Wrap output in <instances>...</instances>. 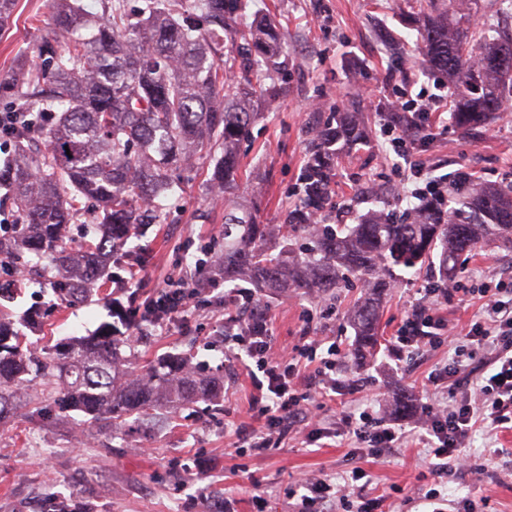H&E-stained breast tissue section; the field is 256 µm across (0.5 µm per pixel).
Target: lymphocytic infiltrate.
Here are the masks:
<instances>
[{"mask_svg":"<svg viewBox=\"0 0 512 512\" xmlns=\"http://www.w3.org/2000/svg\"><path fill=\"white\" fill-rule=\"evenodd\" d=\"M435 96L399 103L411 123L420 128L417 137L407 136L398 126L386 124L381 133L393 152L409 159L418 146L433 141L424 130L435 110ZM207 279L193 270L169 278L146 296L144 322L152 328L170 322L188 321L195 315L197 300L218 286L221 273L216 262L206 263ZM429 303L412 309L394 336L402 349L421 351L452 341L449 370L429 375L421 418L414 431L437 478L461 473L472 461L463 448L476 429L495 435L512 430V289L502 281L488 279L479 288H444L428 291ZM483 300L479 317L464 327L449 325L440 312L442 300L465 301L472 296ZM225 358L246 372L252 386L250 408L255 427L239 430L238 437L258 452L280 447L292 425H302L306 441L324 439L326 432L316 415L318 405L311 388L339 393L336 371L340 353L336 345H324L314 324H306L303 343L296 356L277 353L271 341V319L259 310L254 289L233 288L224 296ZM325 356H318V349ZM341 435L353 443L350 452L357 462L341 481L304 477L288 492L290 512H379L382 499L369 497L363 481L366 473L358 461L386 459L401 448L404 431L379 417L371 407L343 413Z\"/></svg>","mask_w":512,"mask_h":512,"instance_id":"lymphocytic-infiltrate-1","label":"lymphocytic infiltrate"}]
</instances>
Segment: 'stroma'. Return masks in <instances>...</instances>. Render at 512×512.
<instances>
[{"instance_id": "1", "label": "stroma", "mask_w": 512, "mask_h": 512, "mask_svg": "<svg viewBox=\"0 0 512 512\" xmlns=\"http://www.w3.org/2000/svg\"><path fill=\"white\" fill-rule=\"evenodd\" d=\"M257 9L259 18L287 20L288 67L270 113L251 125L240 142L243 170L235 201L252 206L259 223L270 225L271 244L285 242L278 228L305 196L302 175L314 150L312 128L318 120L354 109L365 118L366 144L340 149L321 223L357 224L381 208L400 216L416 206V198L398 196L395 186L406 178L415 188L422 182L412 178L381 137V114L391 101L447 86L448 80L423 66L405 0H257ZM48 12L49 0H16L10 24L0 29V71L34 56L48 32ZM434 131L436 141L420 153L429 177L452 184L465 176L512 188V113H497L487 127L467 135L445 111ZM209 173V167L198 165L185 170L181 191L159 202L153 224L118 252V263L146 249L154 287L179 267L194 264L200 246L223 250L224 208L213 201ZM480 273L512 276V252L480 243L462 255L453 279L474 288ZM439 274L434 262L420 265L414 275L396 268L395 287L379 310L378 345L360 354L353 351L356 331L348 317L364 296L360 282L331 290L320 303L293 288L285 294L260 288L256 296L270 312L277 349L293 352L301 343L306 314H313L319 332L341 349V380L351 384L371 378L366 393L380 414L409 430L420 418L422 383L449 363L452 352L442 346L396 355L392 340L405 316L422 303L427 283ZM16 286L8 305L13 316L35 303L44 313L42 330L29 336L34 349H42L51 337L91 334L111 319L98 301L74 306L56 300L41 278ZM232 286L248 288L252 282L242 278L220 284L190 323L177 321L161 331L146 328L128 350L142 363L180 353L201 374L224 376L225 405L199 401L114 431L77 415L52 420L27 408L9 410L0 419V512H41L51 492L73 495L84 512H221L228 500L235 512H252L250 491L256 483L265 492V512H287L288 490L299 475H344L352 462L347 445L336 438L317 448L293 436L259 455L235 454L236 429L253 420L250 383L224 361V294ZM228 405L235 409L229 416L224 413ZM491 443L502 448L501 456L486 455ZM466 452L485 470L449 478L447 512H461L465 499L473 501L477 512H512V430L493 441L476 431ZM422 457L421 449L410 446L382 464L362 459L371 477L368 493L396 500L408 496L411 512H430L423 494L434 479Z\"/></svg>"}]
</instances>
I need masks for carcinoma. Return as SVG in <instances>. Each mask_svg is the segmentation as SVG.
<instances>
[{"label": "carcinoma", "instance_id": "carcinoma-1", "mask_svg": "<svg viewBox=\"0 0 512 512\" xmlns=\"http://www.w3.org/2000/svg\"><path fill=\"white\" fill-rule=\"evenodd\" d=\"M52 36L32 59L0 72V101L32 112V122L10 134L14 149L0 159V188H7L16 223L0 237V258L27 254L45 260L43 277L54 296L69 304L92 298L112 307V294L96 285L112 280L109 260L128 239L144 233L156 200L176 193L181 170L222 147L214 172L224 190V281L244 274L265 288H297L317 295L360 277L370 293L351 318L356 342H378L381 298L393 286V268L413 269L435 257L442 273L456 269L460 254L490 239L512 251V191L456 184L461 208L431 199L398 221L381 212L362 224H309L299 209L286 217L290 235H304L299 254L288 245L267 246L268 225L228 197L241 169L239 143L258 113L256 94L274 101L280 91L285 39L271 19L244 22L247 0H140L135 13L125 0H104L101 17L80 0H50ZM457 0H442L416 17L423 64L468 91L455 106V124L469 132L501 111L502 89L512 88V36L468 34V15ZM248 33L242 55L223 51L222 33ZM270 81L256 88L253 68ZM365 138L361 115L346 112L317 130L307 163L305 206L325 203L339 141ZM92 200V223L65 236L78 207ZM138 299L116 310L117 322L91 336H68L42 352L28 348L25 330L42 325L37 307L16 323L0 307V413L24 399L36 412L52 401L57 416L80 414L115 425L131 416L151 418L166 407L216 399L224 381L196 374L186 358L172 355L159 365L124 364L130 337L126 320L141 317ZM72 499L47 497L43 512H71Z\"/></svg>", "mask_w": 512, "mask_h": 512}]
</instances>
